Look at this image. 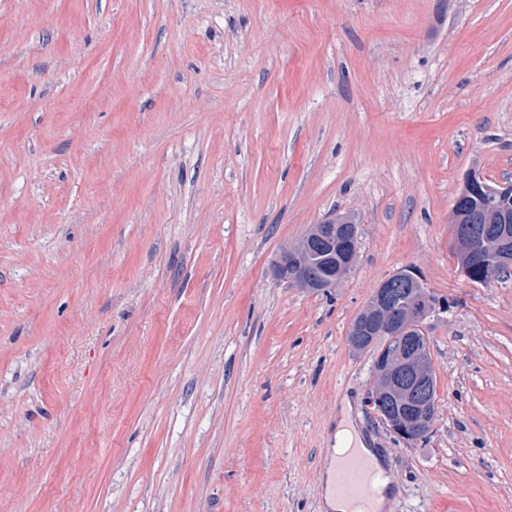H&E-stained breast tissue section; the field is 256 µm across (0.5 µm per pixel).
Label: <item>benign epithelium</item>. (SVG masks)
<instances>
[{
  "label": "benign epithelium",
  "mask_w": 512,
  "mask_h": 512,
  "mask_svg": "<svg viewBox=\"0 0 512 512\" xmlns=\"http://www.w3.org/2000/svg\"><path fill=\"white\" fill-rule=\"evenodd\" d=\"M462 188L465 191H483L499 202L496 210L498 219L508 220L512 214V182H502L495 187L485 183L483 176L475 171L464 175ZM482 213L454 219L451 250L462 273L469 267L493 269L512 265V236L507 231L496 230L482 223ZM312 243L339 249L345 254L343 270L321 283V288H334L354 268L358 259L360 242L357 229L348 226L335 217L328 218L310 227L298 243L304 248ZM295 247L288 246L280 254L274 273L280 280L303 287L305 275L300 264L294 259ZM415 279V271H397L383 279L370 297L365 311L383 312L380 332L390 336L394 343L389 352L378 357L372 366V396L381 393L392 394L396 412L377 408L382 424L406 444L425 438L432 430L437 404L433 396L430 371L417 336L416 321L421 303H412L405 311L392 309L399 293V278Z\"/></svg>",
  "instance_id": "obj_1"
}]
</instances>
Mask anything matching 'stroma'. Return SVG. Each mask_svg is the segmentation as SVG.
<instances>
[{"mask_svg":"<svg viewBox=\"0 0 512 512\" xmlns=\"http://www.w3.org/2000/svg\"><path fill=\"white\" fill-rule=\"evenodd\" d=\"M512 180V0H0V512H324L336 416L387 512H512V275L451 254ZM355 215L340 287L282 247ZM415 267L432 434L365 404L353 320ZM497 187H489L480 173L475 171L468 172L462 179V188L464 191L478 190L483 191L495 197L500 203L496 213L497 220H504V224H508L509 215L512 214V182H502ZM489 200L480 196L462 197L457 203V212L470 213L475 210H481L495 218L496 213L488 211L490 209Z\"/></svg>","mask_w":512,"mask_h":512,"instance_id":"35a3bbf8","label":"stroma"}]
</instances>
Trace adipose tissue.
Segmentation results:
<instances>
[{"label":"adipose tissue","instance_id":"ef3b65f1","mask_svg":"<svg viewBox=\"0 0 512 512\" xmlns=\"http://www.w3.org/2000/svg\"><path fill=\"white\" fill-rule=\"evenodd\" d=\"M336 452H353L365 457L375 476L373 496L362 502H352L335 495L331 488V463H324L321 471L323 507L325 512H386L391 498L390 480L385 475V465L374 449L368 448L357 434L349 418H342L336 427Z\"/></svg>","mask_w":512,"mask_h":512}]
</instances>
